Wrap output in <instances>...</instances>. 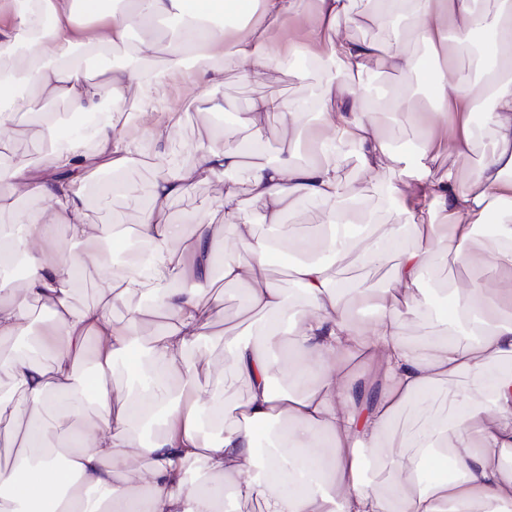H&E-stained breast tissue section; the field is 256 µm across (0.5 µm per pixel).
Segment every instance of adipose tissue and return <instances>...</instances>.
Returning <instances> with one entry per match:
<instances>
[{"mask_svg":"<svg viewBox=\"0 0 512 512\" xmlns=\"http://www.w3.org/2000/svg\"><path fill=\"white\" fill-rule=\"evenodd\" d=\"M14 22L0 28V100H15L18 85L29 94L22 110L39 115L38 134L60 135L62 115L43 113L45 101L60 99L70 111L97 112L104 99L139 124L153 141L160 174L132 233L140 257L131 259L120 279L100 278L97 301L75 309L71 299L78 274L108 257L93 244L101 230L84 221L85 187L99 172L113 176L139 158L135 139L116 123L100 126L93 151L82 139L67 138L47 158L41 174L25 166L1 165L0 182L13 194L0 195V212H13L19 198L49 201L54 223L40 211L24 213L16 228L0 226V258L22 261L21 290L0 297V341L28 335L33 305L49 310L32 349H46L51 362L33 361L29 352L0 358V374L21 389L20 402L0 398V438L21 447L0 464V512H223L225 496L249 500L258 512H476L495 505L512 512V471L497 465L512 448V0L496 11L476 9L475 0H370L369 17L381 26L404 17L428 60L409 55L401 41L381 44L355 38L342 29L350 0H7ZM308 14L307 42L282 53L275 33L284 18ZM178 16L181 29L164 46L161 70L147 74L137 57L89 77L79 56L125 43L131 29H147ZM494 36L492 52L499 77L473 90L456 61L475 33ZM329 46L341 70L328 75L319 94L315 128L300 129L296 109L276 97L254 99L239 122L261 137V121L274 114L292 142H306L311 157L278 159L255 165L247 192L268 226L257 234L238 205V190L225 182L238 168L243 147L229 128L211 134L197 149L192 165L174 163L166 150L185 109L221 110L211 95L224 81L217 58L240 63L242 80L302 55L322 62ZM387 55L404 77L419 71L431 81L428 102L406 88L376 103L369 87L352 83L379 55ZM192 78L195 97L174 106L158 96L165 82ZM136 86V114L125 112V91ZM492 101L483 129L472 116L482 101ZM412 120L419 131L418 151L390 153L377 125V111ZM494 145L481 167L462 178L456 167H437L444 148L463 155L481 130ZM364 169L393 166L398 177L386 187L395 231L379 236L369 216L355 205L360 192L344 177L345 162ZM218 182L220 223L202 214L192 235L166 217L173 199L197 184ZM317 202L326 234L287 239L282 216L290 201ZM497 221L498 253L485 283L443 313L442 337L412 344L403 326L424 312L428 298L420 285L436 267L472 266L478 226ZM69 240L87 244L72 253L54 240L56 226ZM410 232L416 244L401 247ZM233 248L223 251L224 240ZM182 242L174 250V242ZM311 253L296 263L292 278L304 302L290 308L281 289L271 287L274 254L284 248ZM319 251L336 259L356 255L360 264L389 267L388 283L369 288L340 281L316 260ZM221 261L225 283L244 285L247 306L256 313L248 336L227 347L224 366L245 391L237 402V421L211 441L199 431V412L224 417L223 397H199V367L187 357L210 334L212 309L204 299L214 261ZM197 280L196 288L175 287L177 277ZM146 298L113 320L116 302ZM373 313L370 322L354 319L356 303ZM162 318L159 335L148 345L137 328L148 317ZM91 367L82 382L74 369ZM132 360L143 388L118 386L112 375L119 362ZM464 374L467 382L448 394V414L438 419L428 399L435 383ZM176 385H169L168 377ZM487 396L490 407L478 399ZM411 407L416 428L399 442L384 444L397 412ZM159 417V430L143 442L131 423ZM372 451L390 481L366 488L358 480L364 451ZM69 457L68 471L54 464ZM204 462L208 479L188 477L187 465ZM142 470L145 494L131 480ZM224 479L223 486L212 477Z\"/></svg>","mask_w":512,"mask_h":512,"instance_id":"obj_1","label":"adipose tissue"}]
</instances>
